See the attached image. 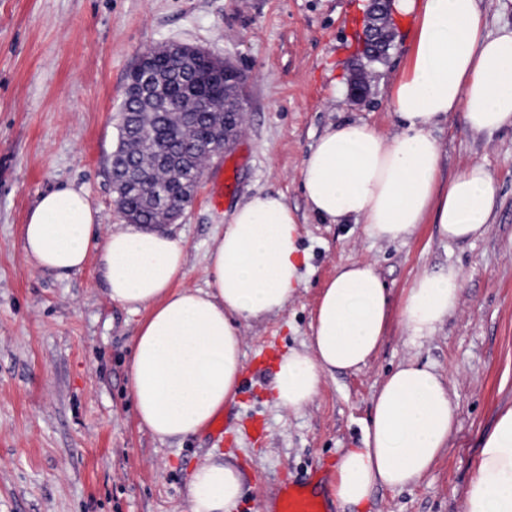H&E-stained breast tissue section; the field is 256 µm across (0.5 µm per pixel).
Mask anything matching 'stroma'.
<instances>
[{
  "label": "stroma",
  "mask_w": 512,
  "mask_h": 512,
  "mask_svg": "<svg viewBox=\"0 0 512 512\" xmlns=\"http://www.w3.org/2000/svg\"><path fill=\"white\" fill-rule=\"evenodd\" d=\"M370 0H0V512H187L193 468L237 467L236 512H281L289 483L331 494L339 453L362 445L371 397L383 376L414 361L440 374L459 402V432L416 484L375 488L366 512H463L482 436L512 407V130L470 135L459 114L434 129L440 184L485 165L496 185L482 235L442 237L432 217L397 241L368 238L363 224H327L300 186L302 160L330 127L360 120L387 138L399 127L388 91L408 62L415 17H395L386 61L369 69L371 93L347 98L356 43ZM201 46L247 74L243 125L210 158L192 207L171 229L186 242L185 285H205L209 249L224 215L252 194L282 192L308 254L286 308L245 329L243 384L204 430L161 441L142 428L128 389L129 349L142 315L107 295L95 260L69 280L39 270L22 249L40 194L71 186L98 210L101 231L126 227L112 185L122 90L145 50ZM370 262L390 315L382 345L356 371L325 377L300 411L269 393L274 366L257 356L305 350L322 288L338 266ZM456 266V311L429 339L411 340L400 311L413 280Z\"/></svg>",
  "instance_id": "stroma-1"
}]
</instances>
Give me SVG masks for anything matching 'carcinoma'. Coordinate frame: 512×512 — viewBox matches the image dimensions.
Segmentation results:
<instances>
[{
  "instance_id": "1",
  "label": "carcinoma",
  "mask_w": 512,
  "mask_h": 512,
  "mask_svg": "<svg viewBox=\"0 0 512 512\" xmlns=\"http://www.w3.org/2000/svg\"><path fill=\"white\" fill-rule=\"evenodd\" d=\"M159 99L167 105L150 104L142 109L145 121L132 133L119 129L118 146L131 156L152 187L168 194L171 202L180 204L185 192L203 173V152L211 147L207 139L214 117L201 113L192 122L180 115L183 104L200 96L212 103L214 111L224 113V123L236 125L240 113L235 104L224 100L220 78L210 74L201 64L192 80L171 77L159 68L146 76ZM120 208L137 215V221L146 226L156 223L158 210L152 199L140 194H128L119 201Z\"/></svg>"
}]
</instances>
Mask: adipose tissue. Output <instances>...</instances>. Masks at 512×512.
I'll return each mask as SVG.
<instances>
[{"instance_id":"1","label":"adipose tissue","mask_w":512,"mask_h":512,"mask_svg":"<svg viewBox=\"0 0 512 512\" xmlns=\"http://www.w3.org/2000/svg\"><path fill=\"white\" fill-rule=\"evenodd\" d=\"M393 9L417 18L409 65L389 96L400 132L388 139L362 121L332 127L303 160L304 195L321 220H363L373 239L397 240L429 214L441 236L475 238L493 212L495 181L475 164L439 187L441 151L432 129L452 112L477 136L512 128V27L486 33L477 0H394ZM98 221L84 191L51 190L28 217L23 250L61 281L95 257L112 301L132 314L148 311L128 369L135 411L159 439L192 436L237 398L245 326L284 309L296 290L307 262L297 219L278 192L238 204L207 254L201 288L182 284V236L136 227L103 236ZM461 286L452 266L415 278L401 310L408 334L432 335L455 310ZM389 312L371 264L338 267L321 294L307 351L280 361L270 387L275 402L300 410L325 376L365 366L383 341ZM457 432L458 404L441 378L414 363L399 365L372 399L362 447L337 462V501L357 507L376 487L417 482ZM243 493L234 467L206 462L191 474L188 512H235ZM463 512H512V407L481 439Z\"/></svg>"}]
</instances>
